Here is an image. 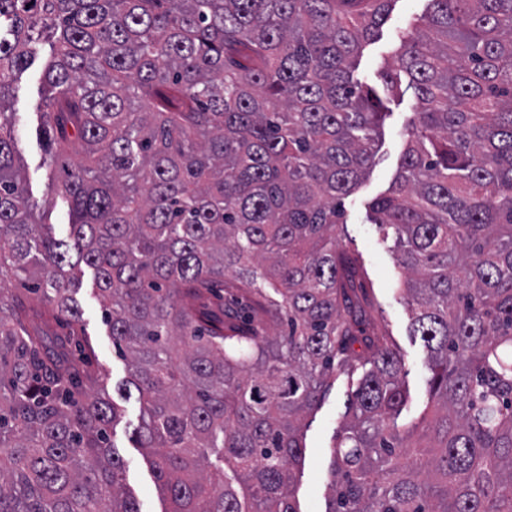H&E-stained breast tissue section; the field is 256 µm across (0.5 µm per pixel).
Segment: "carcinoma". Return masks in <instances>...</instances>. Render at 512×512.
I'll return each instance as SVG.
<instances>
[{
    "mask_svg": "<svg viewBox=\"0 0 512 512\" xmlns=\"http://www.w3.org/2000/svg\"><path fill=\"white\" fill-rule=\"evenodd\" d=\"M393 0H0V512H140L98 369L50 335L82 312L64 243L16 166V77L43 72L53 187L130 356L138 447L165 512H299L300 423L338 373L347 403L326 512H512V0H429L382 74L417 98L392 187L370 207L408 273L428 352L432 443L400 421L395 344L354 300L336 239L385 116L353 60ZM224 467L204 473L209 451Z\"/></svg>",
    "mask_w": 512,
    "mask_h": 512,
    "instance_id": "obj_1",
    "label": "carcinoma"
}]
</instances>
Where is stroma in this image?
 I'll return each instance as SVG.
<instances>
[{
  "mask_svg": "<svg viewBox=\"0 0 512 512\" xmlns=\"http://www.w3.org/2000/svg\"><path fill=\"white\" fill-rule=\"evenodd\" d=\"M427 7L428 0H395L378 38L366 44L355 58L354 79L381 88L382 71L398 49L404 33ZM31 51L27 67L14 83L19 165L35 214H47L53 235L63 239L68 235L70 211L65 201L52 198L50 194L52 183L64 176L62 161L46 152L39 136L48 96L43 71L53 55V46L51 41L43 39L33 43ZM385 105L387 115L373 147L374 162L345 201L346 222L339 234L366 271L363 286L357 291L360 302L369 318L391 336L401 356L409 392L401 420L408 423L418 419L429 402L428 355L420 337L410 333L411 306L406 294V273L398 263L395 236L391 229L372 223L369 205L387 192L400 168L407 144L405 130L416 110V98L411 89L404 87L388 96ZM75 272L79 279L75 298L82 311V331L89 339L94 361L105 371V392L116 399L122 410L111 440L123 462L126 492L136 500L141 512H166L169 503L156 484L150 462L132 439V431L140 419L138 399L133 394L125 398L119 395L120 387L129 378L128 365L113 347L109 329L102 320L103 306L93 285L91 270L81 264ZM358 380L355 373L338 374L303 422L305 450L295 470L294 492L300 512H326L332 446Z\"/></svg>",
  "mask_w": 512,
  "mask_h": 512,
  "instance_id": "stroma-1",
  "label": "stroma"
}]
</instances>
